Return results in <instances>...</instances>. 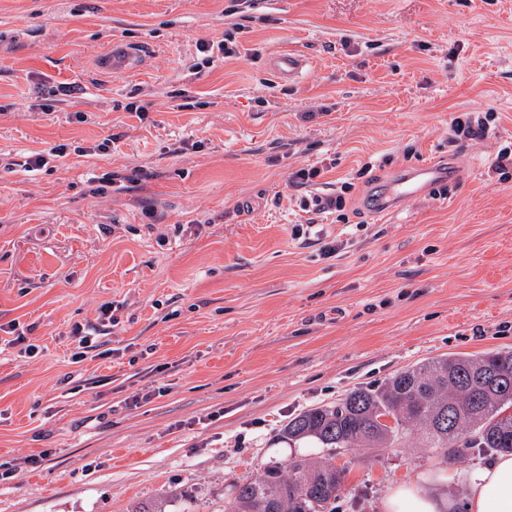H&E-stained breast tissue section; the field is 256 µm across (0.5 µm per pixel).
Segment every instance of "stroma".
Segmentation results:
<instances>
[{"mask_svg":"<svg viewBox=\"0 0 512 512\" xmlns=\"http://www.w3.org/2000/svg\"><path fill=\"white\" fill-rule=\"evenodd\" d=\"M228 34L234 56L199 52ZM115 41L143 46L137 71L95 67ZM288 51L309 60L290 81L269 67ZM489 110L492 135L449 142ZM510 142L512 0H0V325L38 347L0 348V512H224L305 455L346 468L336 512H381L395 483L485 462L280 433L414 364L512 349V179L490 169ZM425 161L454 167L446 194L369 211ZM352 176L348 223L309 208ZM107 303L109 356L73 362ZM96 328H87L83 325H75L73 328V337L76 346L73 349L71 358L74 362H80L84 359L88 350L97 349L102 345L98 341L95 333Z\"/></svg>","mask_w":512,"mask_h":512,"instance_id":"obj_1","label":"stroma"}]
</instances>
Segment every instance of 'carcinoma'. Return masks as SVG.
I'll return each mask as SVG.
<instances>
[{
  "label": "carcinoma",
  "instance_id": "carcinoma-1",
  "mask_svg": "<svg viewBox=\"0 0 512 512\" xmlns=\"http://www.w3.org/2000/svg\"><path fill=\"white\" fill-rule=\"evenodd\" d=\"M382 415L392 423H378ZM282 437L321 448H392L414 437L448 459L512 453V350L451 353L358 387L334 405L302 411ZM345 470L292 458L236 486L224 512H334Z\"/></svg>",
  "mask_w": 512,
  "mask_h": 512
}]
</instances>
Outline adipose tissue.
I'll return each mask as SVG.
<instances>
[{
    "mask_svg": "<svg viewBox=\"0 0 512 512\" xmlns=\"http://www.w3.org/2000/svg\"><path fill=\"white\" fill-rule=\"evenodd\" d=\"M467 512H512V455H500L462 478ZM444 480L420 479L396 485L382 502V512H453Z\"/></svg>",
    "mask_w": 512,
    "mask_h": 512,
    "instance_id": "ef3b65f1",
    "label": "adipose tissue"
}]
</instances>
